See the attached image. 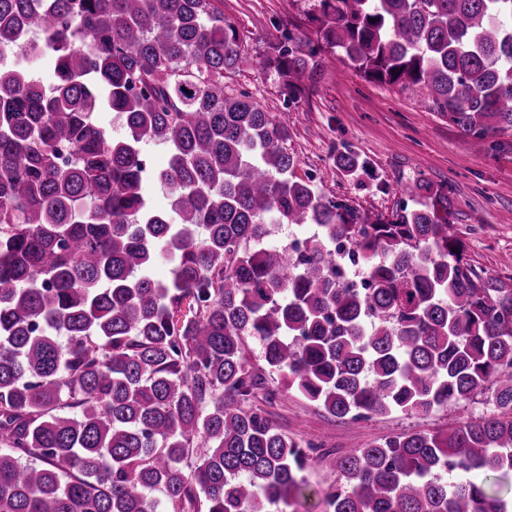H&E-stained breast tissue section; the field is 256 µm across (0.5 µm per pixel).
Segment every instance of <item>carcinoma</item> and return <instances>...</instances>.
I'll list each match as a JSON object with an SVG mask.
<instances>
[{
	"label": "carcinoma",
	"mask_w": 512,
	"mask_h": 512,
	"mask_svg": "<svg viewBox=\"0 0 512 512\" xmlns=\"http://www.w3.org/2000/svg\"><path fill=\"white\" fill-rule=\"evenodd\" d=\"M217 2L0 0V45L44 36L29 63L0 62V512H281L315 494L318 450L253 403L282 388L352 423L490 391V414L445 434L339 457L326 504L512 512L466 478L512 475V284L465 261L446 186H405L414 206L386 218L298 178L287 125L224 90L241 40ZM307 18L316 39L288 29L265 51L286 99L337 56L427 89L476 143L512 129V0H311ZM283 224L315 226L301 253L270 243ZM250 339L283 387L251 368Z\"/></svg>",
	"instance_id": "obj_1"
}]
</instances>
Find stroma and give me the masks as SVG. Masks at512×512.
<instances>
[{
  "label": "stroma",
  "mask_w": 512,
  "mask_h": 512,
  "mask_svg": "<svg viewBox=\"0 0 512 512\" xmlns=\"http://www.w3.org/2000/svg\"><path fill=\"white\" fill-rule=\"evenodd\" d=\"M307 7L308 0H223L224 15L238 23L242 41V61L225 77V86L248 93L287 124L296 176L325 174L322 189L336 199L387 216L403 201L402 185L421 178L447 185L448 220L469 263L477 272L512 279V130L490 134L483 149H476L428 105L425 91L367 81L340 61L307 84L298 102L287 103L262 61L268 42L282 29L311 34ZM343 148L364 162L367 172L347 177L332 170V155ZM490 409L486 395L478 394L428 414L392 413L350 424L291 393L267 412L288 437L325 446V454L309 460L304 471L314 496L295 502L292 510L327 512L325 497L341 481L337 457L403 431L445 432Z\"/></svg>",
  "instance_id": "stroma-1"
}]
</instances>
